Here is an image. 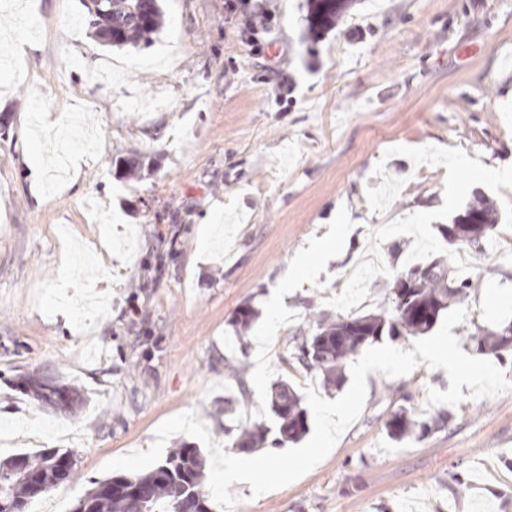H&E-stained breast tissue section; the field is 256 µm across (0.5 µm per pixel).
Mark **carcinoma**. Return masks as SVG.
Returning <instances> with one entry per match:
<instances>
[{"label": "carcinoma", "instance_id": "obj_1", "mask_svg": "<svg viewBox=\"0 0 512 512\" xmlns=\"http://www.w3.org/2000/svg\"><path fill=\"white\" fill-rule=\"evenodd\" d=\"M84 24L95 37L112 48L148 45L166 24L160 0H87ZM496 230L492 210L483 202L468 207L442 224L439 233L448 246L457 250L481 251ZM479 282L459 277L443 256L423 265H413L395 273L388 285L387 306L379 312L362 315L326 314L315 309L289 338L292 363L321 377L326 390L345 383L344 369L365 346L383 337L407 338L430 332L439 317L452 305L464 301ZM251 305L239 308L232 321L241 353L248 343L244 333L258 318ZM476 351L503 361L512 356V322L488 332L475 326L470 335ZM25 392L56 411L76 414L86 403L83 390L56 377L36 372L26 378ZM268 408L277 428L274 445L299 442L309 431L308 411L296 384L281 378L272 383ZM446 417L439 413L418 418L406 407H399L385 422L389 438L403 441L425 438ZM272 428L255 423L243 427L234 447L248 451L263 448ZM207 462L197 448L184 447L170 453L152 470L131 477L94 479L77 499L72 512H211L202 491ZM76 462L70 452L44 448L35 453H18L0 459V512H28L37 498L28 477L42 485V492L70 482Z\"/></svg>", "mask_w": 512, "mask_h": 512}]
</instances>
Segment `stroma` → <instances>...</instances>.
<instances>
[{
    "label": "stroma",
    "mask_w": 512,
    "mask_h": 512,
    "mask_svg": "<svg viewBox=\"0 0 512 512\" xmlns=\"http://www.w3.org/2000/svg\"><path fill=\"white\" fill-rule=\"evenodd\" d=\"M316 3L271 0L273 46L254 55L224 0H163L166 26L144 49L101 45L82 0H0V58L24 16L42 25L37 51L0 65V455L71 453L77 476L42 497L44 512H70L105 462L148 449L171 416L193 413L230 454L241 413L268 421L274 381L318 384L285 362L293 316L309 301L383 305L387 273L366 276L365 303L336 290L365 246L400 245V268L453 258L438 227L478 197L512 231V182L487 175L512 168V0H345L326 22ZM284 77L290 105L276 99ZM37 110L80 116L93 147L72 140L77 173L55 178L49 162L32 176ZM131 156L143 161L133 179L118 165ZM475 163L484 176L468 177ZM329 235L333 258L289 286L273 319L282 271ZM469 265L480 286L452 329L468 354L475 326L512 319V254ZM246 303L260 311L249 344L268 341L260 374L225 346ZM239 364L248 396L228 417ZM32 372L80 387L86 407L42 406L19 386ZM366 381L362 414L320 463L259 496L232 484L231 512H512V391L438 406L428 390L449 380L423 364ZM405 402L448 421L394 443L384 423Z\"/></svg>",
    "instance_id": "obj_1"
}]
</instances>
